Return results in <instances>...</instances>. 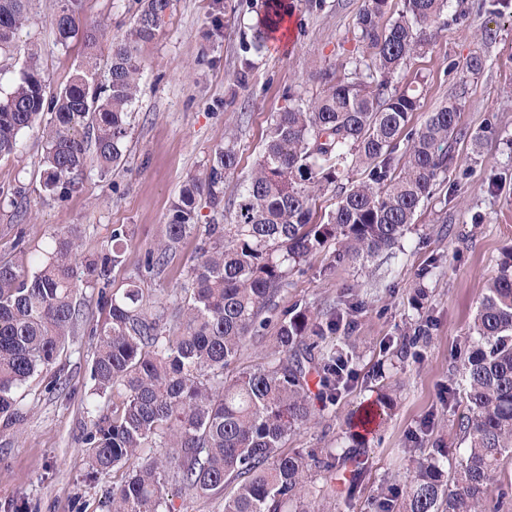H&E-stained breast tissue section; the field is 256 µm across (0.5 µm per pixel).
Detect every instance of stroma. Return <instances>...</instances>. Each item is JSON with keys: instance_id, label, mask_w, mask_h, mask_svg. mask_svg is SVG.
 Returning <instances> with one entry per match:
<instances>
[{"instance_id": "obj_1", "label": "stroma", "mask_w": 512, "mask_h": 512, "mask_svg": "<svg viewBox=\"0 0 512 512\" xmlns=\"http://www.w3.org/2000/svg\"><path fill=\"white\" fill-rule=\"evenodd\" d=\"M58 0H31V23L17 42L36 46L50 90L63 87L79 64L81 47L62 48L52 19ZM492 0H464L448 10L425 53L412 59L399 84L415 74L425 78L415 122L443 100L466 88L459 125L483 130L479 150L458 142L455 160L434 183L400 244L365 263L337 262L327 270L328 252L310 256L303 273L293 275L284 304L303 301L323 308L340 297L362 302L354 329H338L326 344L353 349L351 379L335 402L316 404L311 420L297 428L286 451L332 449L368 457L360 481L353 465L308 480L300 505L288 512H369L379 485L403 489L420 458L435 448H454L463 408L452 398V373L463 351L484 282L494 276L504 247L512 244V9L491 11ZM293 25L286 45L268 41L253 58L246 87L233 78L265 0H173L171 16L156 37L141 44L145 64L139 96L132 108L122 163L108 175L88 164L69 195L42 188L44 141L38 131L22 134L16 153L0 160V260L14 258L18 243L32 253L46 249L52 236L78 229L80 255L96 256L116 228L126 229V260L111 273L122 285L137 272L145 252L155 247L172 202L200 175L214 150L234 133L239 165L224 180L220 209L201 205L200 224L234 217L233 203L264 145L273 112L290 94L311 98L323 88L319 73L337 68L355 52L356 19L365 0H291ZM82 22H104L99 36L108 49L131 26L137 0H84ZM495 31L481 42L483 29ZM482 53L476 75L463 64ZM23 187L25 212L9 203ZM203 239L189 237L173 253L164 272L144 276L142 286L157 306L170 305L175 291L188 285V271ZM77 302L86 323L69 341L50 372L32 378L19 396L27 413L15 435L0 437V512H103L100 485L87 481L83 431L112 397L98 407L87 403L92 386L94 340L89 331L99 317L97 289H80ZM429 321V334L412 342L410 325ZM64 388L49 391L50 373ZM395 404L373 433L357 435L354 421L381 391Z\"/></svg>"}]
</instances>
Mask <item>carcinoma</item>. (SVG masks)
<instances>
[{
    "label": "carcinoma",
    "instance_id": "obj_1",
    "mask_svg": "<svg viewBox=\"0 0 512 512\" xmlns=\"http://www.w3.org/2000/svg\"><path fill=\"white\" fill-rule=\"evenodd\" d=\"M281 0H266L258 27L282 20ZM450 0H368L355 37L363 54L323 74L324 88L306 100L290 95L273 113L264 147L239 195L229 224H208V242L190 268V287L175 308V323L153 309L139 281L112 292L110 274L124 261L127 232L116 228L94 258L79 260L76 233L52 238L40 255L26 251L0 261V436L26 419L15 393L57 359L67 337L84 322L78 288L102 285L101 317L91 364L92 395L117 394L120 404L84 432L90 471L97 482L128 467L121 482L104 487L107 512H171L163 491L170 477L196 497L224 496L223 512H284L301 498L312 474L328 472L335 455L283 451L288 434L314 411L310 382L333 401L353 359L323 344L343 324L356 322L359 305L346 300L326 311L283 305L282 292L302 263L334 240L338 257L366 261L396 247L452 149L480 135L458 128L465 86L409 127L420 107L422 83L395 85L407 62L429 44ZM29 0H0V56L18 53L16 35L29 22ZM172 0H139L133 26L98 62L97 32L82 30L83 0H60L55 34L62 46L81 38L84 59L67 84L47 91L37 54L27 50L19 77L0 95V159L36 126L45 140L44 189L59 197L74 191L88 153L101 174L112 171L128 137V117L144 72L138 46L165 23ZM264 48L258 35L244 47L235 82L246 83ZM238 157L218 148L209 165L182 189L171 208L165 238L138 264L160 273L169 252L198 228V198L220 207L224 178ZM362 171L355 180L352 174ZM340 188L336 209L315 218L316 198ZM276 323L274 353L266 363L224 377L247 342ZM467 412L457 430L465 445L456 464L436 449L420 462L405 489L380 486L371 512H489L503 491L502 460L512 456V250L483 288L472 336L461 364ZM361 423L381 419L394 404L385 391ZM146 448L164 452L143 456Z\"/></svg>",
    "mask_w": 512,
    "mask_h": 512
}]
</instances>
